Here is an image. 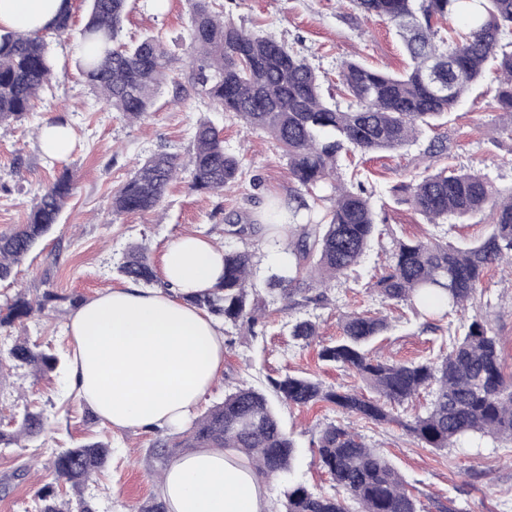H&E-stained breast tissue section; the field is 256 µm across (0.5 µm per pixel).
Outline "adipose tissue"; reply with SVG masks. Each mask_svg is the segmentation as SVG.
Masks as SVG:
<instances>
[{
	"mask_svg": "<svg viewBox=\"0 0 512 512\" xmlns=\"http://www.w3.org/2000/svg\"><path fill=\"white\" fill-rule=\"evenodd\" d=\"M70 2L0 0V34L41 32ZM223 274V250L185 234L163 251V287L128 284L79 306L68 324L77 397L115 430L185 429L224 371L222 323L189 298ZM157 489L169 512H270L263 476L229 449L176 459Z\"/></svg>",
	"mask_w": 512,
	"mask_h": 512,
	"instance_id": "adipose-tissue-1",
	"label": "adipose tissue"
}]
</instances>
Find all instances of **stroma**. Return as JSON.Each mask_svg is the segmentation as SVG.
Listing matches in <instances>:
<instances>
[{"instance_id":"1","label":"stroma","mask_w":512,"mask_h":512,"mask_svg":"<svg viewBox=\"0 0 512 512\" xmlns=\"http://www.w3.org/2000/svg\"><path fill=\"white\" fill-rule=\"evenodd\" d=\"M223 3L225 18L271 35L304 55L324 77L326 89H335L337 66L346 59L386 71L402 70L406 64L392 24L345 18L338 0ZM186 10L185 0H131L124 37L131 40L159 32L170 51L182 55L188 43ZM49 48L59 80L28 117L0 125V232L22 224L37 193L62 171L74 174L76 189L49 237L15 269L12 279L0 282V301L22 288L34 296L50 290L57 298L44 315L16 324L11 333H0V346L10 345L12 336L21 334L56 352H68L72 299L86 301L122 286L117 268L134 244L147 247L155 264L172 240L188 233L213 238L227 250L247 247L255 254L253 280L264 285L283 262L285 242L265 236L244 241L225 234L224 228L229 214L258 221L268 205L293 194L287 160L275 142L195 96L175 107L166 92L144 120H123L89 90L76 64L75 40L54 39ZM48 120L68 124L74 133L76 146L66 159H50L40 150L37 132ZM202 120L222 129L225 149L240 155L238 185L209 194L189 191L178 182L155 210L113 219L112 194L136 164L160 150L188 157L194 129ZM511 126L512 114L498 108L493 84L487 81L449 114L447 124L425 132L415 145L359 156L365 186L384 209L378 233L358 268V280L335 284L327 303L321 305L290 308L281 298L267 297L265 319L254 335L225 325L224 374L206 395L201 411L222 402L239 383L265 389L270 379L287 374L313 376L333 387L358 386L351 373L319 357L320 343L336 340L340 318L350 312L381 314L391 323V330L371 347L375 358L405 362L432 356L438 347L436 317L414 313L403 304L386 306L365 285L384 273L395 239L475 240L486 227L474 222L449 230L427 224L410 206L396 202L391 190L422 174L427 164L423 152L434 139L446 145L449 166L477 170L497 186H511L512 139L506 134ZM469 310L480 313L499 336L504 371L512 373V266L489 268ZM303 319L316 322L317 343L303 346L292 339V324ZM27 408L43 412L47 431L26 447H0V512H37L36 491L50 473L54 449L89 441H106L112 447L107 467L90 490L97 512H132L137 503L155 494L159 465L150 447L159 432L119 431L98 420L72 391L68 366L37 380L23 369L0 373V426ZM277 411L295 440L296 456L289 476L267 478L271 501H279L291 482L318 493L332 491L329 475L314 462L312 443L326 423L337 419V412L322 405L304 409L281 405ZM356 428L403 474L425 512H439L443 506L450 512H512V443L484 437L463 448L439 451L418 446L394 424L360 422ZM33 457L39 461L38 476L19 475V466Z\"/></svg>"}]
</instances>
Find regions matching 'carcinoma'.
Returning <instances> with one entry per match:
<instances>
[{"instance_id": "1", "label": "carcinoma", "mask_w": 512, "mask_h": 512, "mask_svg": "<svg viewBox=\"0 0 512 512\" xmlns=\"http://www.w3.org/2000/svg\"><path fill=\"white\" fill-rule=\"evenodd\" d=\"M85 24L78 31L80 64L90 89L129 121L150 112L157 97L172 87V100L192 95L231 112L251 129L262 130L282 149L296 184L288 199V261L266 280L272 296L288 306L328 301L326 289L357 273L375 238L378 214L373 195L353 171L349 184L339 169L352 151L398 150L418 141L421 129L433 128L461 105L474 85L495 74L494 99L512 112V0H346L362 17L394 25L407 56L403 71L391 74L364 63L345 61L339 72L341 104L324 91L320 76L305 57L275 38L224 19L220 0H186L190 31L188 71L179 76L176 59L162 37L122 39L128 0H84ZM72 13L37 34L0 36V125L30 114L51 88L55 68L47 39L72 34ZM460 18L465 30L442 31ZM451 79V94L437 90L436 79ZM242 175L240 160L224 149L221 130L208 122L194 134L188 161L166 152L138 163L112 194L113 219L147 212L163 201L169 185L188 178L195 191L219 192ZM75 189L64 172L41 189L27 222L0 233V281L41 242L57 223ZM406 203L435 226L488 217L487 234L478 240L397 239L387 271L368 284L383 302L418 309L432 301L446 308L440 319L468 309L485 272L512 262V190L504 194L484 174L429 164L426 174L407 186ZM225 233L244 239L263 230L242 218L227 217ZM255 254L245 248L224 252V276L194 304L239 330L254 334L261 319L251 281ZM118 271L144 285L155 281L147 248L137 246ZM56 299L51 291L29 299L19 291L0 304V329L45 310ZM342 335L321 346V360L354 372L375 396L325 386L307 376L287 374L269 380L276 401L303 408L325 403L348 418L377 425L396 423L423 447L454 448L475 436L512 442V376L503 371L497 336L475 314L440 337L438 351L419 362L374 360L370 346L390 329L384 316L344 315ZM296 341L318 336L310 320L296 322ZM62 363L26 336L0 348V369L27 368L45 375ZM430 390L425 412L403 421L392 413ZM46 431L42 414L26 411L13 432L0 430V446H20ZM318 464L331 477L336 493H315L300 483L284 491V512H420L402 474L376 448L368 447L350 424L331 421L319 431ZM185 448H224L241 453L265 477L291 471L295 442L281 422L273 400L261 389L242 384L224 401L195 418L178 433L157 439L151 454L166 467ZM111 454L102 442L79 444L52 459L56 478L74 496L61 498L52 484L37 491L38 512H95L85 489Z\"/></svg>"}]
</instances>
